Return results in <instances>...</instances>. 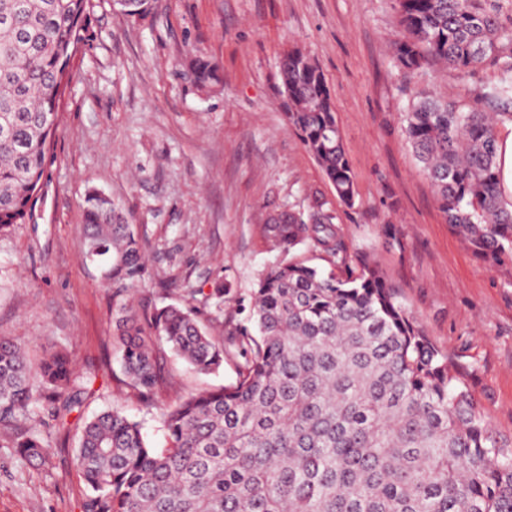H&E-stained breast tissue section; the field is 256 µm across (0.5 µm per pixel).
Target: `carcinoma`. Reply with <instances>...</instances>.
Here are the masks:
<instances>
[{
	"mask_svg": "<svg viewBox=\"0 0 512 512\" xmlns=\"http://www.w3.org/2000/svg\"><path fill=\"white\" fill-rule=\"evenodd\" d=\"M397 2L400 69L497 71L469 109L415 97L402 133L449 226L478 258L512 261V204L498 163L501 127L512 122V21L502 20L501 0ZM116 6L141 16L152 0ZM92 9L93 0H0V230L33 219ZM187 69L200 86L223 81L209 57L190 56ZM279 72L286 124L336 197L354 206L321 69L292 48ZM84 213V258L115 287L114 338L132 396L150 404L174 387L170 354L202 374L227 356L243 362L235 384L180 396L164 410L163 448L118 405L87 419L74 457L87 487L80 512H512V445L478 406L474 369L432 343L368 255L351 268L322 197L281 212L267 232L281 252L307 246L328 268L295 258L269 265L247 316L228 324L189 301L134 308L127 293L146 273L135 225L98 191ZM88 383L64 348L41 359L33 381L26 348L0 336V424L34 423L7 442L14 456L52 475L43 429L81 413Z\"/></svg>",
	"mask_w": 512,
	"mask_h": 512,
	"instance_id": "obj_1",
	"label": "carcinoma"
}]
</instances>
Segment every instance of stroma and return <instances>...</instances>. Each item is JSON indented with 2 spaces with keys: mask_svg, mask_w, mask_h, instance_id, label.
I'll return each instance as SVG.
<instances>
[{
  "mask_svg": "<svg viewBox=\"0 0 512 512\" xmlns=\"http://www.w3.org/2000/svg\"><path fill=\"white\" fill-rule=\"evenodd\" d=\"M396 0H155L134 18L95 0L86 41L70 66L59 132L33 222L0 231V336L41 358L67 348L93 380L85 416L120 404L163 447L158 405L122 390L112 342L113 288L84 260L83 204L96 189L136 224L147 270L140 293L195 305L229 287L225 319L243 317L261 271L280 254L268 218L322 195L350 259L368 254L433 343L475 369L471 382L495 433L512 442V263L489 264L447 224L406 144L409 99L425 91L471 104L496 77H461L431 64L398 69ZM319 64L350 161L354 207L285 125L278 61L290 47ZM223 66L219 88L197 86L187 54ZM238 360L209 374L177 358L159 397L230 385ZM79 429L50 431L54 477L0 451V512H79Z\"/></svg>",
  "mask_w": 512,
  "mask_h": 512,
  "instance_id": "stroma-1",
  "label": "stroma"
}]
</instances>
